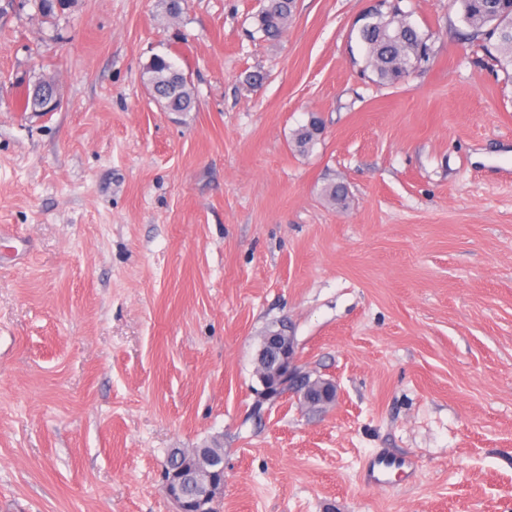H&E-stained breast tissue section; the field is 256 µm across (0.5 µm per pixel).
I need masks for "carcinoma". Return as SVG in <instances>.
<instances>
[{"label": "carcinoma", "mask_w": 512, "mask_h": 512, "mask_svg": "<svg viewBox=\"0 0 512 512\" xmlns=\"http://www.w3.org/2000/svg\"><path fill=\"white\" fill-rule=\"evenodd\" d=\"M462 19L471 29L474 40L494 41L484 50L496 52L495 61L503 70L512 67V0H457ZM70 0H37L39 13L51 17ZM295 0H262L255 15V31L266 41L281 38L293 17ZM430 36L411 24L396 6L383 7L365 16L358 29V41L363 48L366 66L382 82L395 84L430 60ZM144 82L151 96L167 112H189L195 102L191 82L176 62L167 54L153 55L144 68ZM321 134V123L313 117L293 135V146L306 153ZM224 461L222 448H198L196 454L182 459L181 464L192 470L207 466V460Z\"/></svg>", "instance_id": "obj_1"}]
</instances>
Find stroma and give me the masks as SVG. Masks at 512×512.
I'll return each mask as SVG.
<instances>
[{"instance_id": "stroma-1", "label": "stroma", "mask_w": 512, "mask_h": 512, "mask_svg": "<svg viewBox=\"0 0 512 512\" xmlns=\"http://www.w3.org/2000/svg\"><path fill=\"white\" fill-rule=\"evenodd\" d=\"M258 3L0 14V512H174L168 451L216 445L219 512H512V78L452 0H399L433 54L394 85L371 0H296L275 42ZM40 77L58 111L19 108ZM281 324L334 404L264 397ZM381 450L414 479L365 485ZM144 82L151 96L168 112H191L195 94L191 82L166 54L153 55L144 68ZM321 134L320 121L312 117L308 124L299 128L293 135V146L300 153H306L315 145Z\"/></svg>"}]
</instances>
